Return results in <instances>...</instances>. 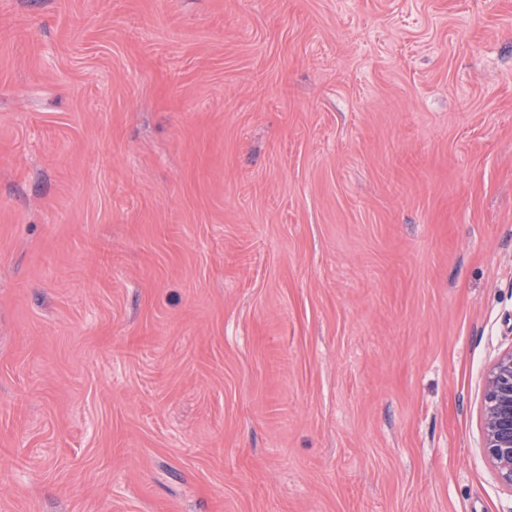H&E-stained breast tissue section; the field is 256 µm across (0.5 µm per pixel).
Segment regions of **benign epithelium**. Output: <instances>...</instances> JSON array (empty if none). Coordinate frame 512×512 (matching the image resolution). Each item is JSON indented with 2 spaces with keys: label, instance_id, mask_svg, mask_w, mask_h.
I'll use <instances>...</instances> for the list:
<instances>
[{
  "label": "benign epithelium",
  "instance_id": "obj_1",
  "mask_svg": "<svg viewBox=\"0 0 512 512\" xmlns=\"http://www.w3.org/2000/svg\"><path fill=\"white\" fill-rule=\"evenodd\" d=\"M483 448L499 480L512 488V351L492 365L484 385Z\"/></svg>",
  "mask_w": 512,
  "mask_h": 512
}]
</instances>
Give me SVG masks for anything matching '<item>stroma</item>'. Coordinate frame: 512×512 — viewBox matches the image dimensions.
<instances>
[{
    "label": "stroma",
    "mask_w": 512,
    "mask_h": 512,
    "mask_svg": "<svg viewBox=\"0 0 512 512\" xmlns=\"http://www.w3.org/2000/svg\"><path fill=\"white\" fill-rule=\"evenodd\" d=\"M512 0H0V512H512ZM483 448L499 480L512 488V351L492 365L484 385Z\"/></svg>",
    "instance_id": "1"
}]
</instances>
